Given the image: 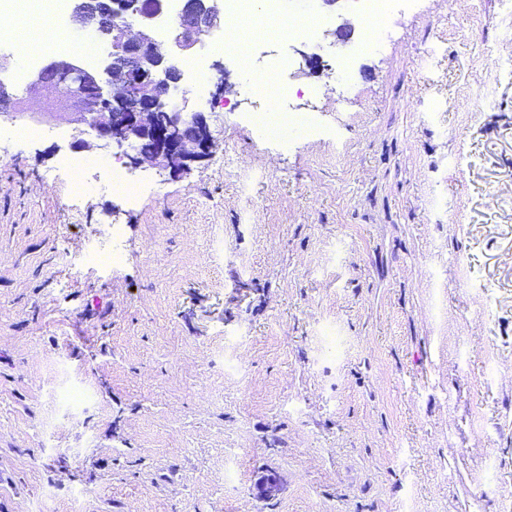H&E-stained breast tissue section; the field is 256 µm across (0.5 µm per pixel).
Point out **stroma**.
Returning a JSON list of instances; mask_svg holds the SVG:
<instances>
[{
	"label": "stroma",
	"instance_id": "1",
	"mask_svg": "<svg viewBox=\"0 0 512 512\" xmlns=\"http://www.w3.org/2000/svg\"><path fill=\"white\" fill-rule=\"evenodd\" d=\"M363 22L362 0H281ZM393 41L284 45L312 123L263 138L213 31L209 155L108 162L50 89L0 112V512H512V18L423 0ZM221 70H214V63ZM233 88L216 91L219 74ZM37 127L41 137L22 130ZM117 251L112 267L87 262Z\"/></svg>",
	"mask_w": 512,
	"mask_h": 512
}]
</instances>
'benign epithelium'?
I'll use <instances>...</instances> for the list:
<instances>
[{"label": "benign epithelium", "instance_id": "7a95c632", "mask_svg": "<svg viewBox=\"0 0 512 512\" xmlns=\"http://www.w3.org/2000/svg\"><path fill=\"white\" fill-rule=\"evenodd\" d=\"M166 0H70V15L108 49L100 65L58 55L27 75V89H58L66 109H77L97 137L119 148L130 146L129 165L149 157L181 174L206 157L212 135L199 112L169 105L180 82L181 60L203 45L224 20L223 0H183L172 17L169 39L157 37Z\"/></svg>", "mask_w": 512, "mask_h": 512}]
</instances>
